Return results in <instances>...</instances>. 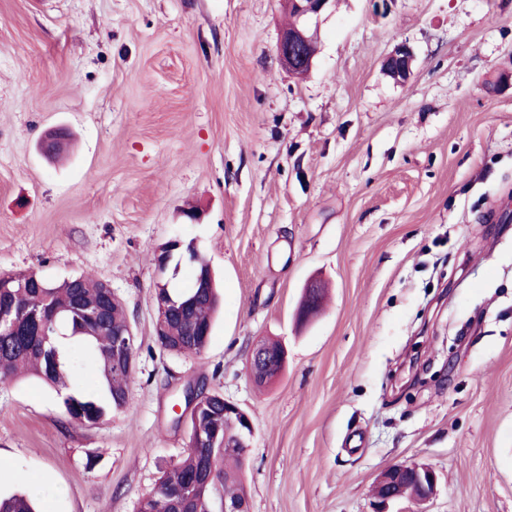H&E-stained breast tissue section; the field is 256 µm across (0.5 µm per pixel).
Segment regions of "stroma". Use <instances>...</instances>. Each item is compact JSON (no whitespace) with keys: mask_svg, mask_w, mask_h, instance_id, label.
Here are the masks:
<instances>
[{"mask_svg":"<svg viewBox=\"0 0 512 512\" xmlns=\"http://www.w3.org/2000/svg\"><path fill=\"white\" fill-rule=\"evenodd\" d=\"M288 23L281 0H0V274L108 283L136 335L128 403L98 425L0 382L1 493L135 512L204 378L253 419L250 512H375L408 460L439 476L427 512H512V0H336L301 78ZM172 240L223 297L197 356L155 338ZM314 279L328 301L302 324ZM267 338L287 363L259 386ZM414 56L405 44L397 45L389 56L386 64L388 73L395 79L406 80L412 70ZM265 345L272 351L279 349L275 359L282 369H284L286 363V351L278 342H264V345L254 348L249 355L248 365L252 378L259 384H264L274 379V377L268 374L271 364V354Z\"/></svg>","mask_w":512,"mask_h":512,"instance_id":"35a3bbf8","label":"stroma"}]
</instances>
